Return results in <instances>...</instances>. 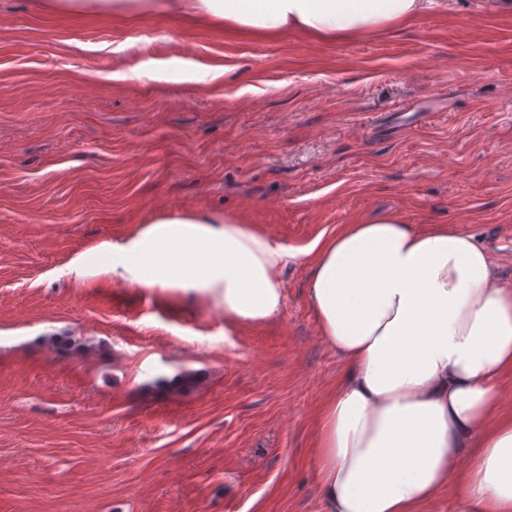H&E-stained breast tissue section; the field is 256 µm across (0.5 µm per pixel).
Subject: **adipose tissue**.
<instances>
[{
  "mask_svg": "<svg viewBox=\"0 0 512 512\" xmlns=\"http://www.w3.org/2000/svg\"><path fill=\"white\" fill-rule=\"evenodd\" d=\"M247 38L342 40L402 29L450 0H98ZM307 295L344 373L323 400L316 446L324 512H512V283L473 235L381 211L317 238ZM289 251L244 218L161 212L110 245L102 267L140 288L206 295L232 325L283 304Z\"/></svg>",
  "mask_w": 512,
  "mask_h": 512,
  "instance_id": "1",
  "label": "adipose tissue"
}]
</instances>
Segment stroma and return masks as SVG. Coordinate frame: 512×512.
Segmentation results:
<instances>
[{"label": "stroma", "mask_w": 512, "mask_h": 512, "mask_svg": "<svg viewBox=\"0 0 512 512\" xmlns=\"http://www.w3.org/2000/svg\"><path fill=\"white\" fill-rule=\"evenodd\" d=\"M381 210L455 225L512 281L495 0L345 41L0 0V512H322L315 423L343 363L307 250ZM182 211L291 251L278 317L233 326L102 271L112 241ZM184 370L200 384L165 386Z\"/></svg>", "instance_id": "35a3bbf8"}]
</instances>
